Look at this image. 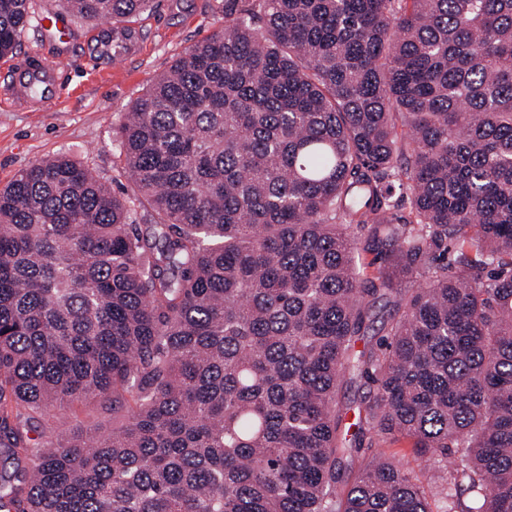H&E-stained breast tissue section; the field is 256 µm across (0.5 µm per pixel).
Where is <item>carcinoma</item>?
<instances>
[{"mask_svg":"<svg viewBox=\"0 0 512 512\" xmlns=\"http://www.w3.org/2000/svg\"><path fill=\"white\" fill-rule=\"evenodd\" d=\"M120 133L126 196L67 155L0 189V512H434L391 436L512 512V0H224ZM91 401L120 426L29 436ZM383 450L387 457L401 461L408 467L415 469L417 472L423 468L424 463L416 460L412 453L411 442L406 439H401L394 444H386Z\"/></svg>","mask_w":512,"mask_h":512,"instance_id":"carcinoma-1","label":"carcinoma"}]
</instances>
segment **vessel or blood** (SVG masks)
<instances>
[{
  "mask_svg": "<svg viewBox=\"0 0 512 512\" xmlns=\"http://www.w3.org/2000/svg\"><path fill=\"white\" fill-rule=\"evenodd\" d=\"M70 12L59 8L51 10L39 21L41 30L53 40L59 41L69 36ZM68 72L38 57L22 60L17 71L7 84L0 86V104L4 106L25 107L31 101L29 89L33 85L42 88V100L56 103L66 93Z\"/></svg>",
  "mask_w": 512,
  "mask_h": 512,
  "instance_id": "1",
  "label": "vessel or blood"
}]
</instances>
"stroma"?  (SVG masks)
I'll list each match as a JSON object with an SVG mask.
<instances>
[{"label":"stroma","mask_w":512,"mask_h":512,"mask_svg":"<svg viewBox=\"0 0 512 512\" xmlns=\"http://www.w3.org/2000/svg\"><path fill=\"white\" fill-rule=\"evenodd\" d=\"M70 25L74 33L65 43L49 42L39 27H27L14 56L0 59V84L9 80L20 58L33 53L70 70L61 103L0 108V188L37 160L69 154L115 178L116 191L129 192L127 179L119 175L122 117L186 49L223 27L224 0H152L126 23L140 37L137 52L114 63L95 51L92 34L100 21L75 16ZM111 424V411L96 402L45 420L54 437Z\"/></svg>","instance_id":"35a3bbf8"}]
</instances>
